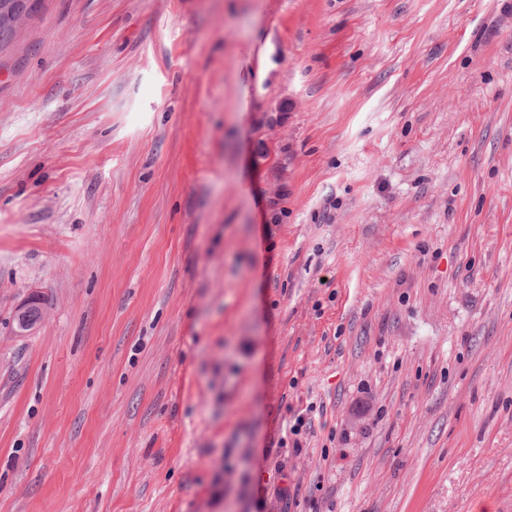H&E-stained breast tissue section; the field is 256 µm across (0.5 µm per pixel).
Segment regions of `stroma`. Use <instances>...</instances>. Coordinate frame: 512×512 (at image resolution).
<instances>
[{
    "instance_id": "35a3bbf8",
    "label": "stroma",
    "mask_w": 512,
    "mask_h": 512,
    "mask_svg": "<svg viewBox=\"0 0 512 512\" xmlns=\"http://www.w3.org/2000/svg\"><path fill=\"white\" fill-rule=\"evenodd\" d=\"M0 512H512V0L20 19Z\"/></svg>"
}]
</instances>
